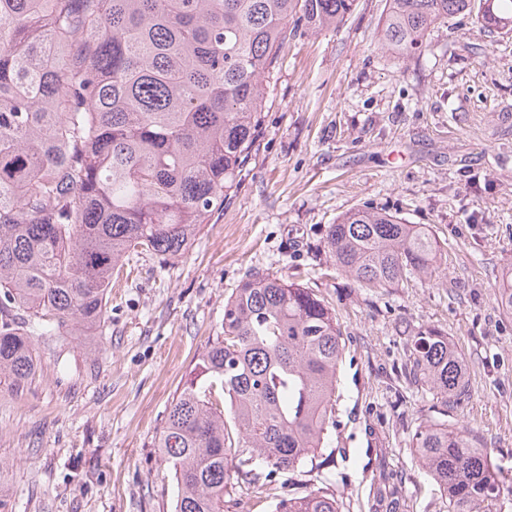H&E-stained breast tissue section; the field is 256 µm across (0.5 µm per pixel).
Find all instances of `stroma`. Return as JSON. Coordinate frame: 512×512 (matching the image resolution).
Here are the masks:
<instances>
[{
  "label": "stroma",
  "instance_id": "obj_1",
  "mask_svg": "<svg viewBox=\"0 0 512 512\" xmlns=\"http://www.w3.org/2000/svg\"><path fill=\"white\" fill-rule=\"evenodd\" d=\"M386 9L355 0L337 28L289 31L241 181L188 252L116 268L93 335L33 337L35 374L0 383V512H175L156 439L253 273L288 275L333 309L337 427L270 488L236 483L224 512H274L317 487L344 512H447L412 447L433 396L402 373L428 326L465 358L470 396L449 420L493 448L512 512V314L497 302L512 265V29L459 16L431 31L430 53L399 59L379 39ZM362 205L427 226L441 248L429 283L360 288L336 271L329 226Z\"/></svg>",
  "mask_w": 512,
  "mask_h": 512
}]
</instances>
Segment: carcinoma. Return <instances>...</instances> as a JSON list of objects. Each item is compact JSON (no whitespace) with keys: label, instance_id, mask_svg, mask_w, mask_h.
I'll list each match as a JSON object with an SVG mask.
<instances>
[{"label":"carcinoma","instance_id":"carcinoma-1","mask_svg":"<svg viewBox=\"0 0 512 512\" xmlns=\"http://www.w3.org/2000/svg\"><path fill=\"white\" fill-rule=\"evenodd\" d=\"M354 0H0V379L35 372L34 336L101 323L112 270L143 249L185 254L237 187L259 135L263 80L288 25L338 26ZM512 24V0H388L382 44L428 48L457 15ZM325 248L364 288L431 278L437 241L374 207L330 225ZM498 302L512 313V267ZM25 327L14 324L17 311ZM344 351L336 315L286 275L242 281L224 338L168 408L156 447L177 484L175 512H224L232 481L297 469L336 428ZM409 380L436 399L413 447L448 512H498L500 469L484 439L448 423L468 395L458 348L435 327L407 345ZM276 512H343L318 487Z\"/></svg>","mask_w":512,"mask_h":512}]
</instances>
